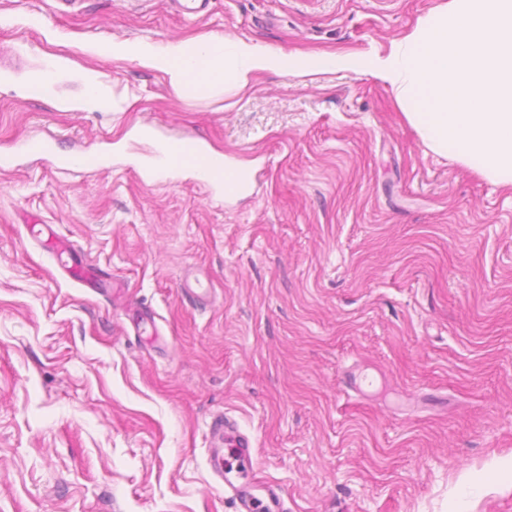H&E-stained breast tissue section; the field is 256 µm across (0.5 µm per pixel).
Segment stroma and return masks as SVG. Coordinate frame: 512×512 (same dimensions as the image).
<instances>
[{"label": "stroma", "mask_w": 512, "mask_h": 512, "mask_svg": "<svg viewBox=\"0 0 512 512\" xmlns=\"http://www.w3.org/2000/svg\"><path fill=\"white\" fill-rule=\"evenodd\" d=\"M440 2L0 0V512H235L208 456L221 415L288 512H512V188L432 152L379 80L188 95L86 51L214 35L384 56ZM145 126L249 185L148 176ZM30 135L106 165L19 155ZM32 218L124 296L66 279Z\"/></svg>", "instance_id": "obj_1"}]
</instances>
